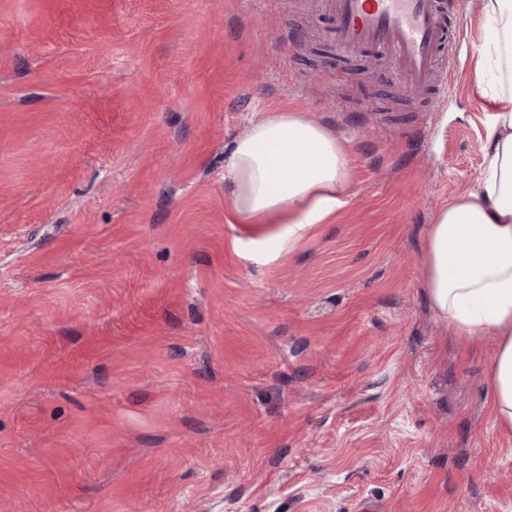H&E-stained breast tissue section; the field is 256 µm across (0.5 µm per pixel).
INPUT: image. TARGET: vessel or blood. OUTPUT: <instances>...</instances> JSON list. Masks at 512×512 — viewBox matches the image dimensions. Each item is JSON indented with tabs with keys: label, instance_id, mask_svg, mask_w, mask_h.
I'll list each match as a JSON object with an SVG mask.
<instances>
[{
	"label": "vessel or blood",
	"instance_id": "obj_1",
	"mask_svg": "<svg viewBox=\"0 0 512 512\" xmlns=\"http://www.w3.org/2000/svg\"><path fill=\"white\" fill-rule=\"evenodd\" d=\"M462 6L463 0H322L336 21L332 37L338 52L378 48L394 80L416 93L433 91L438 102L453 91L456 71L450 64L439 72L434 64Z\"/></svg>",
	"mask_w": 512,
	"mask_h": 512
}]
</instances>
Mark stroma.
<instances>
[{
  "label": "stroma",
  "instance_id": "35a3bbf8",
  "mask_svg": "<svg viewBox=\"0 0 512 512\" xmlns=\"http://www.w3.org/2000/svg\"><path fill=\"white\" fill-rule=\"evenodd\" d=\"M423 112L315 0H0V512H512L491 343L423 245L481 173L483 0ZM349 157L267 259L224 157L271 112Z\"/></svg>",
  "mask_w": 512,
  "mask_h": 512
}]
</instances>
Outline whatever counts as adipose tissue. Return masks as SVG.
Returning <instances> with one entry per match:
<instances>
[{
    "label": "adipose tissue",
    "instance_id": "obj_1",
    "mask_svg": "<svg viewBox=\"0 0 512 512\" xmlns=\"http://www.w3.org/2000/svg\"><path fill=\"white\" fill-rule=\"evenodd\" d=\"M476 84L492 107L477 186L439 210L424 242L432 310L465 343L493 341L487 369L495 421L512 436V0H486ZM349 159L300 112H273L237 138L224 196L240 223L276 224L296 243L339 209Z\"/></svg>",
    "mask_w": 512,
    "mask_h": 512
}]
</instances>
